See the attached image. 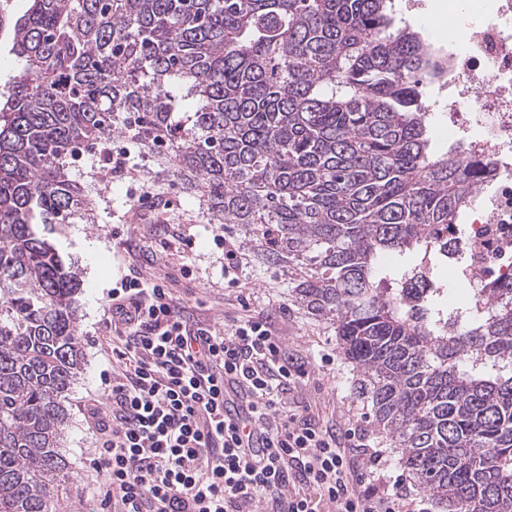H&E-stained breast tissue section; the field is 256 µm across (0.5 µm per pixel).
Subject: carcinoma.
<instances>
[{"mask_svg":"<svg viewBox=\"0 0 512 512\" xmlns=\"http://www.w3.org/2000/svg\"><path fill=\"white\" fill-rule=\"evenodd\" d=\"M0 31L22 69L0 85V512H53L69 477L79 268L45 230L88 210L73 163L113 143L172 152L155 177L288 271L440 512H512V278L478 315L436 288L480 170L435 149L437 75L392 0H3Z\"/></svg>","mask_w":512,"mask_h":512,"instance_id":"cac0c4a2","label":"carcinoma"}]
</instances>
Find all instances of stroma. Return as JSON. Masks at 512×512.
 Instances as JSON below:
<instances>
[{"label":"stroma","instance_id":"obj_1","mask_svg":"<svg viewBox=\"0 0 512 512\" xmlns=\"http://www.w3.org/2000/svg\"><path fill=\"white\" fill-rule=\"evenodd\" d=\"M74 176L97 180L105 188L94 196L95 223L62 225L54 242L64 259L78 262L83 288L77 296L78 329L85 353V370L71 389L63 453L71 479L56 490L54 512H101L94 492L104 476L94 464L96 417L112 410L104 393L102 374L112 367V338L104 322L109 294L119 280L122 261L137 265L144 276L163 283L182 299L187 312L204 323H223L237 316L240 299L251 309L271 315L291 351L310 358L308 378L296 391L298 400L310 402L321 418L338 427L366 424V411L351 385L350 367L337 356L322 365V351L335 352L334 331L323 321L306 315L288 294V275L273 267L250 265L239 286L224 278V251L216 236L239 237L236 226L211 223L195 194L168 180L144 179L128 183L115 176L98 154L76 162ZM155 189L154 205L133 206L142 187ZM168 205L166 217L155 206Z\"/></svg>","mask_w":512,"mask_h":512}]
</instances>
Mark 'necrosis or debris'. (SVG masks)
Masks as SVG:
<instances>
[{
  "label": "necrosis or debris",
  "mask_w": 512,
  "mask_h": 512,
  "mask_svg": "<svg viewBox=\"0 0 512 512\" xmlns=\"http://www.w3.org/2000/svg\"><path fill=\"white\" fill-rule=\"evenodd\" d=\"M448 16L457 35L432 56L445 70L441 109L463 157L489 168L445 252L453 280L467 284L478 307L487 283L512 277V0H448Z\"/></svg>",
  "instance_id": "4bbe7bcc"
}]
</instances>
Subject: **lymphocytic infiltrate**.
Instances as JSON below:
<instances>
[{"label":"lymphocytic infiltrate","mask_w":512,"mask_h":512,"mask_svg":"<svg viewBox=\"0 0 512 512\" xmlns=\"http://www.w3.org/2000/svg\"><path fill=\"white\" fill-rule=\"evenodd\" d=\"M110 300L112 413L96 458L106 512H426L366 430L337 431L290 400L308 362L272 317L245 302L230 322L201 323L133 265Z\"/></svg>","instance_id":"lymphocytic-infiltrate-1"}]
</instances>
